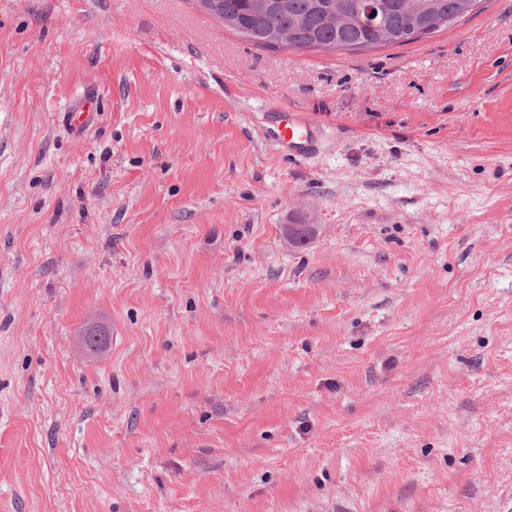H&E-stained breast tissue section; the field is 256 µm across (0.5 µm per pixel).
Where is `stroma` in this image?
Masks as SVG:
<instances>
[{
  "instance_id": "35a3bbf8",
  "label": "stroma",
  "mask_w": 512,
  "mask_h": 512,
  "mask_svg": "<svg viewBox=\"0 0 512 512\" xmlns=\"http://www.w3.org/2000/svg\"><path fill=\"white\" fill-rule=\"evenodd\" d=\"M0 512H512V0L334 53L0 0ZM266 134L279 149L299 157L314 154L321 141V130L298 112H291L287 122L270 128Z\"/></svg>"
}]
</instances>
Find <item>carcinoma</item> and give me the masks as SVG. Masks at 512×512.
Instances as JSON below:
<instances>
[{"label":"carcinoma","mask_w":512,"mask_h":512,"mask_svg":"<svg viewBox=\"0 0 512 512\" xmlns=\"http://www.w3.org/2000/svg\"><path fill=\"white\" fill-rule=\"evenodd\" d=\"M366 0H217L224 25L251 44L276 50L317 49L324 52L401 45L447 29L473 13L481 0H379V25L363 19ZM313 224H294L288 240L305 246ZM86 348L97 353L107 344L106 332L84 331Z\"/></svg>","instance_id":"carcinoma-1"}]
</instances>
